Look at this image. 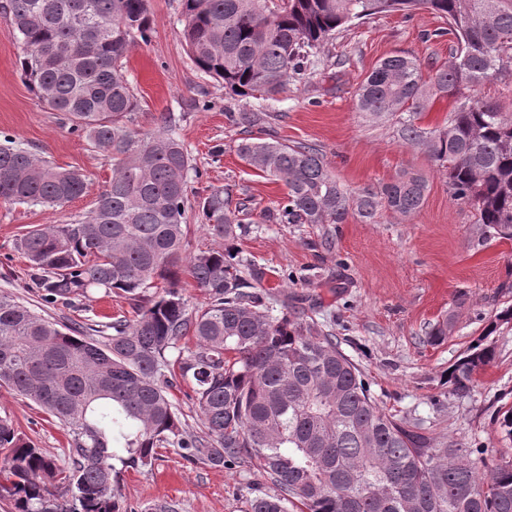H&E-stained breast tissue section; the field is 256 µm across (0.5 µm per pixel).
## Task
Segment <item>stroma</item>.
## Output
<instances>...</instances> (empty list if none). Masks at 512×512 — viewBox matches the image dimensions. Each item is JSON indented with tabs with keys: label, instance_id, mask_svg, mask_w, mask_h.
Listing matches in <instances>:
<instances>
[{
	"label": "stroma",
	"instance_id": "35a3bbf8",
	"mask_svg": "<svg viewBox=\"0 0 512 512\" xmlns=\"http://www.w3.org/2000/svg\"><path fill=\"white\" fill-rule=\"evenodd\" d=\"M153 31L132 47L125 74L139 100L134 126L161 127L163 117L183 142L201 178L189 182L190 199L213 187L232 186L234 200H248L251 217L237 240L244 256L263 273V292L274 310L313 308L358 366L386 413L418 418L437 433L478 443L488 463L512 455V440L497 424L512 407V324L490 335L496 360L467 395L451 390L446 371L483 335L491 316L512 306V242H479L473 210L450 199L447 176L424 150L404 144L395 117L369 120L356 110V93L388 56L416 57L424 68L447 61L453 36L435 37L443 18L379 14L339 34L329 53L302 81L264 101L265 121L243 128L225 115L238 102L216 79L199 71L181 38L182 0H149ZM21 45L0 11V135L9 136L50 163L76 169L85 193L60 208L0 202V291L63 324L134 318L130 300L89 291L76 306L44 305L29 286L28 262L14 248L27 228L64 224L89 210L112 177L111 165L89 142L71 133L58 112L44 108L23 82ZM310 144L320 150L345 188H378L405 172L422 175L428 193L421 211L402 216L380 210L374 223L358 218L334 224H269L264 210L285 195L283 182L257 175L237 155L240 138ZM333 234L335 246L321 242ZM454 317L448 339L431 344L425 333ZM53 458L67 446L64 430L35 404L0 387V415ZM115 488L131 512H248L250 499L273 493L249 464L191 462L179 448L159 449L152 466L115 462Z\"/></svg>",
	"mask_w": 512,
	"mask_h": 512
}]
</instances>
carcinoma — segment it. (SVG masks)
I'll use <instances>...</instances> for the list:
<instances>
[{
	"label": "carcinoma",
	"instance_id": "cac0c4a2",
	"mask_svg": "<svg viewBox=\"0 0 512 512\" xmlns=\"http://www.w3.org/2000/svg\"><path fill=\"white\" fill-rule=\"evenodd\" d=\"M22 44L23 80L46 108L112 164L93 207L67 224L36 226L17 243L31 287L48 304H70L93 289L122 293L137 319L69 326L0 292V386L39 406L68 433L60 465L0 416V496L13 512H128L112 486V448L147 466L155 449L186 458L253 464L277 493L250 512H512V458L489 465L483 449L395 419L377 406L336 336L312 316L269 314L254 291L253 261L233 247L250 215L222 188L190 204L200 176L172 120L153 132L128 126L139 102L125 76L130 47L152 31L148 0H7L0 7ZM425 9L444 18L457 48L423 71L417 59H382L357 93V110L399 114V136L421 147L448 175L455 201L475 210L481 241H512V113L477 95L512 75V0H183L182 37L196 68L250 106L304 76L336 32L373 15ZM454 99L444 127L417 115L434 97ZM234 125L264 120L229 112ZM242 161L284 182L268 212L273 224L367 222L384 208L418 213L427 181L405 173L378 189L351 191L311 145L244 138ZM85 176L61 169L11 141L0 144V201L63 206L81 196ZM198 210L219 250L184 258L188 211ZM188 272L205 295L189 309L178 289ZM512 323L494 315L486 335L448 366V383L470 392L496 358L488 341ZM448 317L428 332L439 343ZM195 338L184 351L182 339ZM180 377L205 435L185 436L169 388Z\"/></svg>",
	"mask_w": 512,
	"mask_h": 512
}]
</instances>
